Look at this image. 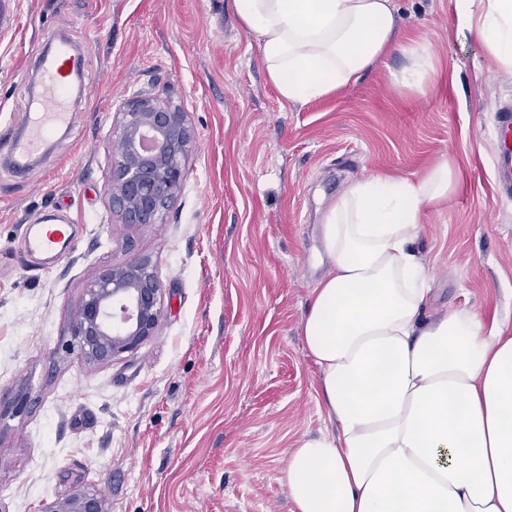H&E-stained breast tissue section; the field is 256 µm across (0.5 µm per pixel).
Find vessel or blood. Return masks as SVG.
<instances>
[{"mask_svg":"<svg viewBox=\"0 0 512 512\" xmlns=\"http://www.w3.org/2000/svg\"><path fill=\"white\" fill-rule=\"evenodd\" d=\"M38 68L41 72L40 90L32 99L22 134L0 142V151L6 152L16 169L27 167L39 153L51 134L69 126L72 118L68 90L81 69V58L68 44H60L54 51H39ZM495 153L493 177L500 197L512 199V106H498L493 128ZM70 220L46 216L42 227L24 237V249L30 255L47 256L57 262L71 245Z\"/></svg>","mask_w":512,"mask_h":512,"instance_id":"1","label":"vessel or blood"}]
</instances>
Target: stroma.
Instances as JSON below:
<instances>
[{
  "instance_id": "obj_1",
  "label": "stroma",
  "mask_w": 512,
  "mask_h": 512,
  "mask_svg": "<svg viewBox=\"0 0 512 512\" xmlns=\"http://www.w3.org/2000/svg\"><path fill=\"white\" fill-rule=\"evenodd\" d=\"M392 49L357 82L283 103L232 0H0V134L29 110L33 52H84L76 113L21 176L0 154V512H40L95 485L112 512H292L284 474L325 430L302 324L326 273L319 224L351 181L455 170L416 242L430 314L464 305L512 331V201L493 181V105L512 73L457 30L450 0H395ZM433 70L405 85L412 47ZM150 92L196 139L182 195L155 224L109 209V138L124 102ZM61 210L79 243L50 276L23 251ZM148 258L165 289L154 336L111 363L62 344L90 279Z\"/></svg>"
}]
</instances>
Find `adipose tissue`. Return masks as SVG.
Returning <instances> with one entry per match:
<instances>
[{"label":"adipose tissue","mask_w":512,"mask_h":512,"mask_svg":"<svg viewBox=\"0 0 512 512\" xmlns=\"http://www.w3.org/2000/svg\"><path fill=\"white\" fill-rule=\"evenodd\" d=\"M287 104L356 82L390 48L394 0H232ZM512 71V0H454ZM443 161L416 177L350 182L319 226L328 272L303 321L331 427L304 436L285 473L295 512H512V335L475 308L427 311L414 247L447 199Z\"/></svg>","instance_id":"obj_1"}]
</instances>
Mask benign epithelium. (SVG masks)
I'll list each match as a JSON object with an SVG mask.
<instances>
[{
	"instance_id": "1",
	"label": "benign epithelium",
	"mask_w": 512,
	"mask_h": 512,
	"mask_svg": "<svg viewBox=\"0 0 512 512\" xmlns=\"http://www.w3.org/2000/svg\"><path fill=\"white\" fill-rule=\"evenodd\" d=\"M194 131L185 113L141 95L117 113L110 140L109 207L127 224H155L173 206L185 182V159ZM164 288L151 261L132 256L103 269L86 286L65 350L87 365H104L154 335ZM41 512H111L108 499L80 487Z\"/></svg>"
}]
</instances>
